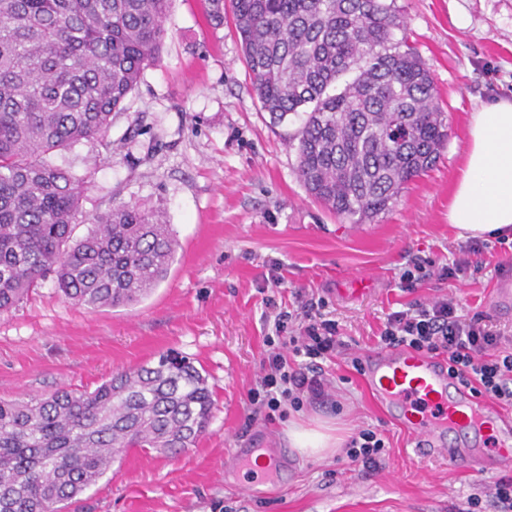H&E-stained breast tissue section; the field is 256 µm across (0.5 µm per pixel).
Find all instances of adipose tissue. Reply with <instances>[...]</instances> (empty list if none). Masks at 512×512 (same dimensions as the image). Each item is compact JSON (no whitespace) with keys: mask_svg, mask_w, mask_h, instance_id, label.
<instances>
[{"mask_svg":"<svg viewBox=\"0 0 512 512\" xmlns=\"http://www.w3.org/2000/svg\"><path fill=\"white\" fill-rule=\"evenodd\" d=\"M469 147L448 205V222L470 236L512 233V100H499L474 112ZM292 448L305 456L335 452L342 443L328 422L291 423Z\"/></svg>","mask_w":512,"mask_h":512,"instance_id":"obj_1","label":"adipose tissue"}]
</instances>
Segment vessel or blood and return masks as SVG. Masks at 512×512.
I'll return each instance as SVG.
<instances>
[{
    "label": "vessel or blood",
    "instance_id": "b4317fda",
    "mask_svg": "<svg viewBox=\"0 0 512 512\" xmlns=\"http://www.w3.org/2000/svg\"><path fill=\"white\" fill-rule=\"evenodd\" d=\"M364 376L374 401L414 436L416 448L447 456L449 466L458 470L494 473L512 468V417L450 377L442 359L401 347L380 349L365 354ZM452 432L489 441L493 455L449 445Z\"/></svg>",
    "mask_w": 512,
    "mask_h": 512
}]
</instances>
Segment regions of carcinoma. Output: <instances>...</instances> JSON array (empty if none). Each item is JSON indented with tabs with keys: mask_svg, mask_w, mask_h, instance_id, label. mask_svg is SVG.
Masks as SVG:
<instances>
[{
	"mask_svg": "<svg viewBox=\"0 0 512 512\" xmlns=\"http://www.w3.org/2000/svg\"><path fill=\"white\" fill-rule=\"evenodd\" d=\"M229 15L262 108L303 115L288 138L308 194L353 224L433 167L448 123L404 22L385 0H210ZM169 0H0V313L49 276L89 309L146 297L171 266L172 225L137 204L75 234L83 180L50 156L107 135L160 58ZM214 400L184 356L92 390L0 399V512H66L130 448L194 447Z\"/></svg>",
	"mask_w": 512,
	"mask_h": 512,
	"instance_id": "cac0c4a2",
	"label": "carcinoma"
}]
</instances>
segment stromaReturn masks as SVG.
Wrapping results in <instances>:
<instances>
[{
  "instance_id": "obj_1",
  "label": "stroma",
  "mask_w": 512,
  "mask_h": 512,
  "mask_svg": "<svg viewBox=\"0 0 512 512\" xmlns=\"http://www.w3.org/2000/svg\"><path fill=\"white\" fill-rule=\"evenodd\" d=\"M394 6L435 79L449 137L437 164L371 222L343 221L308 195L288 147L300 119L276 123L262 109L235 29L208 23V0H170L160 59L107 136L55 155L86 180L84 215L140 204L172 225L178 247L166 278L134 306L89 310L49 278L0 314V397L92 389L173 350L203 365L215 402L195 447L177 455L130 450L82 495L80 512H466L468 497L494 482L418 453L341 357L325 364L331 401L272 421L253 418L248 401L275 333L269 298L288 311L323 299L327 318L362 351L376 348L388 312L443 296L512 336V315L491 304L498 281L512 276V257L500 244L466 253L467 239L448 222L472 113L512 98V0ZM417 255L439 266L464 258L468 270L403 290ZM318 419L344 434L383 429L385 468L367 474L344 453L307 457L290 448L289 422ZM237 448L281 461L257 493L240 490Z\"/></svg>"
}]
</instances>
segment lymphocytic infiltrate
Wrapping results in <instances>:
<instances>
[{"mask_svg": "<svg viewBox=\"0 0 512 512\" xmlns=\"http://www.w3.org/2000/svg\"><path fill=\"white\" fill-rule=\"evenodd\" d=\"M274 326L280 337L270 343L261 376L248 394L254 413L265 420H272L287 406L298 410L326 400L324 360L346 355L354 370L362 368L336 322L324 317L321 303L307 302L296 313L276 310ZM377 344L443 357L450 376L480 397L512 407V336L483 314L459 315L454 299L415 301L389 313ZM344 452L367 473L379 471L386 463L385 440L374 428L356 429Z\"/></svg>", "mask_w": 512, "mask_h": 512, "instance_id": "f902f5d3", "label": "lymphocytic infiltrate"}]
</instances>
